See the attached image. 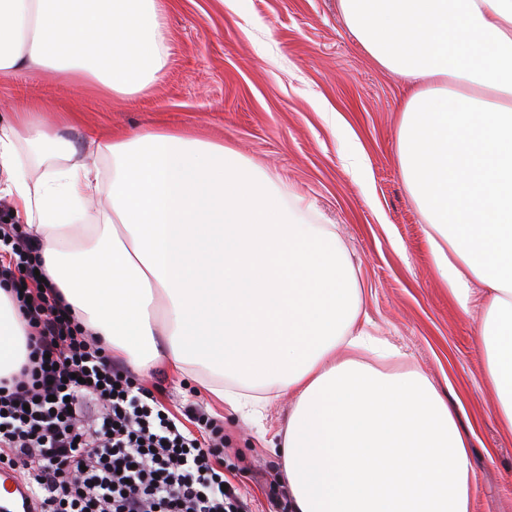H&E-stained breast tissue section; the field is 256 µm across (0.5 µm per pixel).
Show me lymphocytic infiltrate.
Returning a JSON list of instances; mask_svg holds the SVG:
<instances>
[{"instance_id": "lymphocytic-infiltrate-1", "label": "lymphocytic infiltrate", "mask_w": 512, "mask_h": 512, "mask_svg": "<svg viewBox=\"0 0 512 512\" xmlns=\"http://www.w3.org/2000/svg\"><path fill=\"white\" fill-rule=\"evenodd\" d=\"M34 251L18 225L0 223V281L30 349L20 372L0 379V461L27 471L35 512H240V493L216 468L223 427L198 411L179 419L112 362L36 276Z\"/></svg>"}]
</instances>
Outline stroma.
I'll use <instances>...</instances> for the list:
<instances>
[{
    "label": "stroma",
    "mask_w": 512,
    "mask_h": 512,
    "mask_svg": "<svg viewBox=\"0 0 512 512\" xmlns=\"http://www.w3.org/2000/svg\"><path fill=\"white\" fill-rule=\"evenodd\" d=\"M168 58L146 94L115 99L65 86L53 72L0 85V118L31 102L52 105L54 133L84 146L148 128L235 149L336 225L363 287L373 334L387 338L472 423L473 512H512V437L503 435L480 309L464 315L432 263L424 223L401 175L397 129L402 80L378 66L348 28L340 0H164ZM166 407L201 409L224 427L221 467L247 512L280 493L273 454L291 401L256 411L213 406L190 379L159 367L141 376Z\"/></svg>",
    "instance_id": "stroma-1"
}]
</instances>
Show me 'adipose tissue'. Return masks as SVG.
<instances>
[{
    "label": "adipose tissue",
    "mask_w": 512,
    "mask_h": 512,
    "mask_svg": "<svg viewBox=\"0 0 512 512\" xmlns=\"http://www.w3.org/2000/svg\"><path fill=\"white\" fill-rule=\"evenodd\" d=\"M0 0V84L51 70L112 98L167 61L162 0ZM364 51L401 77L398 157L448 298L480 306L477 342L512 434V0H340ZM0 126L5 190L43 269L114 360L198 379L230 411L263 382L293 407L276 448L291 512H472L471 435L417 368L384 370L333 226L235 150L142 131L109 144L112 179L44 130ZM45 156L30 178L19 144ZM29 349L0 286V378ZM233 386H225V379ZM428 458L418 467L410 453ZM449 487L446 495L436 494Z\"/></svg>",
    "instance_id": "obj_1"
}]
</instances>
